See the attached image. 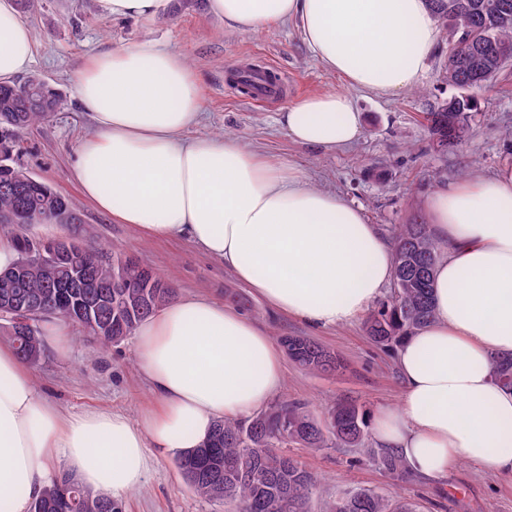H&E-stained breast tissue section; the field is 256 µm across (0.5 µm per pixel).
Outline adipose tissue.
I'll list each match as a JSON object with an SVG mask.
<instances>
[{
    "label": "adipose tissue",
    "instance_id": "ef3b65f1",
    "mask_svg": "<svg viewBox=\"0 0 512 512\" xmlns=\"http://www.w3.org/2000/svg\"><path fill=\"white\" fill-rule=\"evenodd\" d=\"M171 0H96L105 19L150 22ZM230 31L294 21L344 89L301 98L282 113L303 146L342 150L362 114L352 94L392 96L425 72L438 29L428 0H208ZM34 41L15 0H0V83L26 72ZM80 103L95 121L71 170L82 195L120 224L159 240L186 237L222 261L273 310L316 327L347 324L392 277V251L361 208L267 162L236 138L193 142L201 119L196 75L150 41L88 58ZM447 243L436 265L431 322L397 351L398 409L374 436L413 474L444 478L461 459L512 473V391L494 356L512 354V170L434 190L425 204ZM138 364L155 398L141 422L125 414L62 415L39 393L13 346L0 345V512H27L55 477L119 498L160 459L199 447L220 419L252 416L285 383L268 332L235 308L179 298L143 321Z\"/></svg>",
    "mask_w": 512,
    "mask_h": 512
}]
</instances>
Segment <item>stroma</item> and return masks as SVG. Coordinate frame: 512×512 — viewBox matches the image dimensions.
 <instances>
[{"mask_svg": "<svg viewBox=\"0 0 512 512\" xmlns=\"http://www.w3.org/2000/svg\"><path fill=\"white\" fill-rule=\"evenodd\" d=\"M36 46L31 72L61 94L58 112L24 136L21 161L36 177L68 197L83 218L79 224H23L18 231L35 241L76 236L108 252L135 256L175 288L177 296L199 295L230 305L272 338L308 336L344 362L333 376H313L293 363L285 365L281 397L305 404L322 416L338 402H352L368 415L400 403L402 381L396 354L375 344L363 320L339 327H313L273 311L234 273L184 237L151 240L130 225L118 224L80 193L71 168L81 141L94 124L78 96V73L91 54L143 41L174 49L197 76L202 120L187 138L229 135L275 163L300 168L310 184L362 207L382 236L423 212L439 183L488 177L512 167V63L482 90L468 117L469 133L455 151L441 152L425 116L454 97L444 80L448 35L439 32L426 72L415 87L393 96L365 92L353 98L363 115L362 132L351 147L335 153L302 146L288 137L280 114L294 101L342 88V80L310 53L294 23L265 29L229 31L208 9V0H172L168 15L144 24L106 20L95 0H42L23 12ZM243 63L272 68L286 79L283 94L268 102L250 101L231 80ZM30 371L41 395L65 414L116 410L137 420L153 397L140 372L132 340L100 347L79 326L69 328L65 351L48 346L45 358ZM289 453L313 472L319 489L311 512H323L337 488L376 490L415 502L420 512H512V474L459 462L446 479L398 480L377 464L360 460L352 448L311 452L297 445ZM115 512H224L223 505L195 495L174 458L161 460L144 485L113 504Z\"/></svg>", "mask_w": 512, "mask_h": 512, "instance_id": "35a3bbf8", "label": "stroma"}]
</instances>
